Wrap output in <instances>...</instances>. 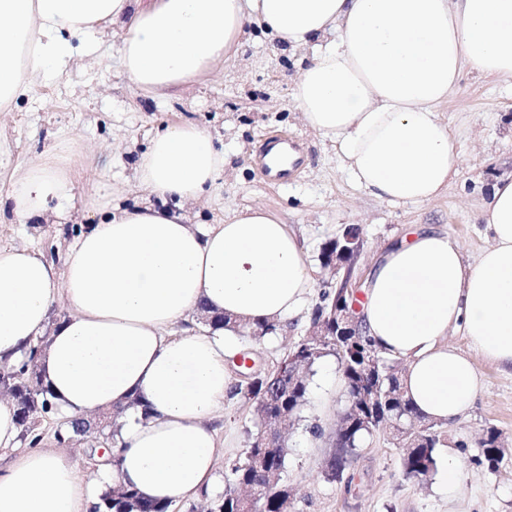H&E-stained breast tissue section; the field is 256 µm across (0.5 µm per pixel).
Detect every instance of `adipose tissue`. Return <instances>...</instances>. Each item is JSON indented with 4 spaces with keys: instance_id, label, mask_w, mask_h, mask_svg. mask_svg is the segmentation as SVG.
<instances>
[{
    "instance_id": "ef3b65f1",
    "label": "adipose tissue",
    "mask_w": 512,
    "mask_h": 512,
    "mask_svg": "<svg viewBox=\"0 0 512 512\" xmlns=\"http://www.w3.org/2000/svg\"><path fill=\"white\" fill-rule=\"evenodd\" d=\"M251 16L311 49L298 111L364 192L393 204L434 200L456 175L461 156L436 106L463 69L512 79V0H0V112L65 67L76 40L91 55L93 36L114 28L135 87L182 86L234 60ZM223 167L211 137L185 123L155 133L137 175L147 195L185 202L208 194ZM70 186L45 153L0 195V214L42 217ZM481 217L492 242L476 264L445 233L419 228L382 255L360 303L374 346L405 362L414 408L445 423L482 390L473 356L512 368V180L493 185ZM309 289L296 236L262 207L198 231L150 205L105 206L60 272L29 247H0V365L44 338L37 366L59 412H121L120 464L87 481L65 455L21 447L14 405L0 397V451L13 453L0 467V512H88L117 480L171 504L210 490L212 421L233 398L239 344L224 330H170L202 304L236 320L285 319ZM60 301L71 313L50 324ZM453 329L472 355L449 345Z\"/></svg>"
}]
</instances>
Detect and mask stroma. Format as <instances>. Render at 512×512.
<instances>
[{
	"instance_id": "stroma-1",
	"label": "stroma",
	"mask_w": 512,
	"mask_h": 512,
	"mask_svg": "<svg viewBox=\"0 0 512 512\" xmlns=\"http://www.w3.org/2000/svg\"><path fill=\"white\" fill-rule=\"evenodd\" d=\"M120 34L100 39L99 60L92 66L69 64L62 73L37 82L9 112H0V193H7L21 169L53 149L70 169L73 190L60 208L65 221L0 217V246L25 245L55 267L64 262L79 234L95 223V211L108 203L131 206L145 194L137 182V162L163 126L191 123L224 152V171L200 202L181 211L200 230L253 206L279 217L297 237L310 269L311 289L283 329L264 341L248 333L237 339L262 370H275L308 333L323 293L335 276L318 259L322 244L345 226L356 225L364 240L354 275L367 282L385 248L422 226L447 233L468 263H476L490 236L479 215L492 184L512 179V80L481 77L465 69L448 99L437 105L454 132L462 157L458 174L445 193L424 203L394 205L359 190L343 170L336 147L302 121L293 101L306 50H288L263 36L247 20L235 62L217 66L187 85L163 95L132 85L120 62ZM299 144L301 165L282 183L260 172L258 148L268 136ZM474 365L484 383L476 403L453 423L439 429V465L457 457L461 480L446 495L436 476L419 481L403 474L404 451L388 428L373 432L357 449L347 481L325 477L337 425L347 409L340 362L321 358L307 373L309 394L287 438L285 474L293 489L290 512H512V370L483 358ZM61 417L42 421L40 447L68 456L78 471L93 477L96 463L87 450L92 437L58 444ZM218 438L217 479L226 484L234 463L244 459L259 429L252 400L244 395L225 404L212 422ZM320 436H313L312 426ZM502 433L506 453L497 470L477 465L476 441L486 426ZM468 444L459 452L458 441Z\"/></svg>"
}]
</instances>
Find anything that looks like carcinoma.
<instances>
[{
    "label": "carcinoma",
    "mask_w": 512,
    "mask_h": 512,
    "mask_svg": "<svg viewBox=\"0 0 512 512\" xmlns=\"http://www.w3.org/2000/svg\"><path fill=\"white\" fill-rule=\"evenodd\" d=\"M352 306V297L337 291L323 295V305L317 307L313 321L328 319L336 310ZM202 319L213 327L236 330L237 324L226 315H214L204 305ZM250 328L261 340L281 330V324L274 320L256 319ZM319 347L331 349L341 361L342 381L350 404L344 413L342 424L336 435L342 440L341 448L327 462L328 477L336 479V473H344L349 465L354 449L371 436L369 426L377 427L387 421L403 423V428L394 435L396 444L407 449L403 458L404 474L415 479L429 476L437 469L439 435L438 422L418 413L406 398L401 375L396 369V359L379 352L364 335L359 333L341 339L338 336H307L289 352L294 370L310 368L307 349ZM35 349H29L28 357L17 365L0 366V390L10 394L18 393L15 404L16 418L21 427V438L27 439L38 428L41 421L56 413L48 397V389L35 369ZM375 358L378 374L371 384L365 383L366 362ZM281 381L274 373L263 371L251 380L240 383L235 391L244 394L254 402L255 410L268 436L253 438L243 461L232 468L233 483L244 488H259L262 497L254 502L246 497L234 499L219 496L211 507V512H280L285 502L290 500L288 484L284 478L285 441L279 426L293 421L308 395V382L305 377L296 375L293 388H283L277 392ZM96 428L95 422L71 421V429L57 433V441L66 444L75 434H85ZM501 432L494 426L484 429L477 441L482 448L480 463H487L489 469L499 466L500 459L495 455ZM170 504L145 500L135 489L125 485H115L105 490L93 505L92 512H169Z\"/></svg>",
    "instance_id": "obj_1"
}]
</instances>
